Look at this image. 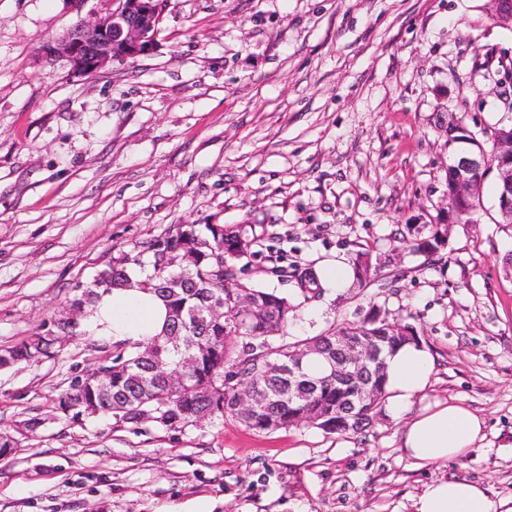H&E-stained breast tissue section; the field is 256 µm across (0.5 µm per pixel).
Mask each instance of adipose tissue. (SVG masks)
Instances as JSON below:
<instances>
[{"instance_id":"ef3b65f1","label":"adipose tissue","mask_w":512,"mask_h":512,"mask_svg":"<svg viewBox=\"0 0 512 512\" xmlns=\"http://www.w3.org/2000/svg\"><path fill=\"white\" fill-rule=\"evenodd\" d=\"M168 311L162 299L139 287L102 292L83 320V328L112 343L141 341L159 334ZM434 358L423 344H406L385 359V410L395 419L406 418L401 436L404 453L418 463L462 460L472 455L482 439L484 420L456 402L422 403L430 388ZM415 512H497L486 488L457 479L435 481L424 487Z\"/></svg>"}]
</instances>
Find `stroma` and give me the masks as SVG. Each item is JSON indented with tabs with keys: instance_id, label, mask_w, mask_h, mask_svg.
Listing matches in <instances>:
<instances>
[{
	"instance_id": "1",
	"label": "stroma",
	"mask_w": 512,
	"mask_h": 512,
	"mask_svg": "<svg viewBox=\"0 0 512 512\" xmlns=\"http://www.w3.org/2000/svg\"><path fill=\"white\" fill-rule=\"evenodd\" d=\"M104 0H0V350L61 318L77 283L172 224L251 227L237 278L277 290L300 340L371 312L436 359L428 399L485 420L470 459L420 465L404 421L358 432L73 423L52 401L99 365L83 337L0 369V512H414L426 484L512 498V230L495 177L448 221L456 114L512 125V25L491 0H164L154 50L76 77L41 57ZM447 243L416 252L432 225ZM368 254L308 300L294 274ZM46 417L36 433L26 419Z\"/></svg>"
}]
</instances>
